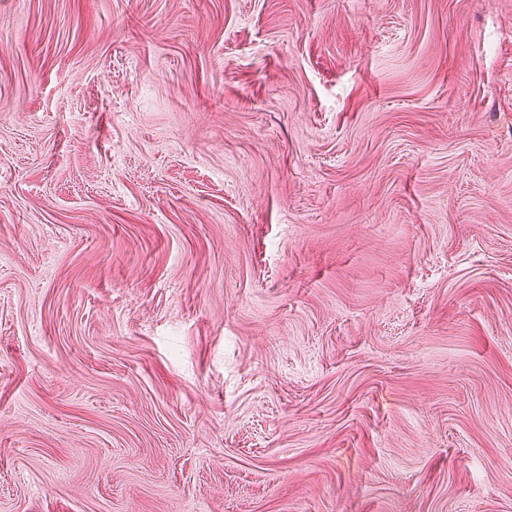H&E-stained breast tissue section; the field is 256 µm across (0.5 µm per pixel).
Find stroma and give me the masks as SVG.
<instances>
[{"label":"stroma","mask_w":512,"mask_h":512,"mask_svg":"<svg viewBox=\"0 0 512 512\" xmlns=\"http://www.w3.org/2000/svg\"><path fill=\"white\" fill-rule=\"evenodd\" d=\"M0 512H512V0H0Z\"/></svg>","instance_id":"35a3bbf8"}]
</instances>
